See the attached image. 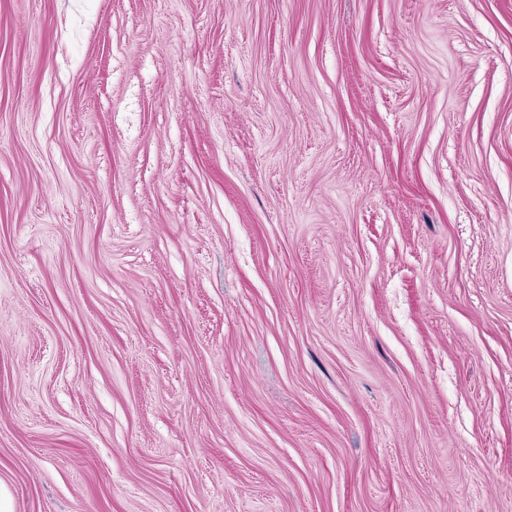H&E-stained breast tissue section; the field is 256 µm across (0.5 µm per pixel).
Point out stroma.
<instances>
[{
	"label": "stroma",
	"mask_w": 512,
	"mask_h": 512,
	"mask_svg": "<svg viewBox=\"0 0 512 512\" xmlns=\"http://www.w3.org/2000/svg\"><path fill=\"white\" fill-rule=\"evenodd\" d=\"M11 512H512V0H0Z\"/></svg>",
	"instance_id": "obj_1"
}]
</instances>
